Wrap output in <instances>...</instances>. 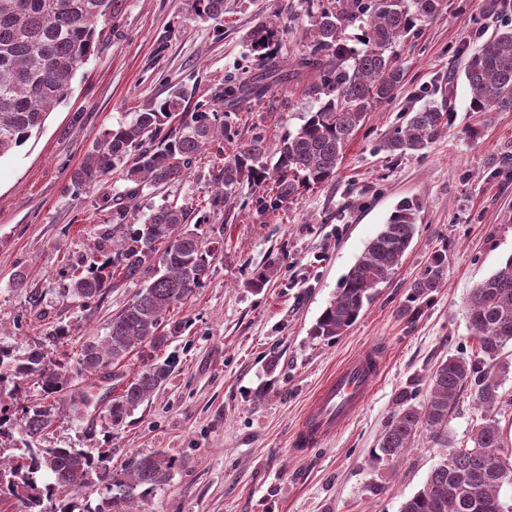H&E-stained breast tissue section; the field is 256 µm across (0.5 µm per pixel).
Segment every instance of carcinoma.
I'll list each match as a JSON object with an SVG mask.
<instances>
[{
  "label": "carcinoma",
  "mask_w": 512,
  "mask_h": 512,
  "mask_svg": "<svg viewBox=\"0 0 512 512\" xmlns=\"http://www.w3.org/2000/svg\"><path fill=\"white\" fill-rule=\"evenodd\" d=\"M308 2L309 26L297 64L317 78L308 92L320 104L296 130L283 135L274 164L262 161L260 136L224 158L208 208L193 224L191 211L173 202L154 209L141 224L136 213L118 208L112 256H92L76 270L72 295L89 303L119 280L143 279L145 285L112 316L105 336L81 345L75 363L56 359L41 344L20 355L0 344V383L33 382L44 395L21 406V417L15 421L0 404V438L12 437L16 426L24 435L23 453L0 456V493L14 496L24 512H42L45 496L58 499L55 512H73L69 495L85 493L90 475L100 469L107 480V496L93 512H133L136 499L169 481L174 464L159 453H139L110 471L105 453L93 456L78 448L45 447L41 436L56 410L65 407L79 415L87 404V393L72 390L76 377L93 376L101 383L122 386L105 406V417L114 426L163 385L173 368L166 359L151 356L130 377L122 368L135 350L147 347L157 352L182 332V323L168 314L205 286L211 260L221 249L220 241L208 239L201 225L210 223L211 215L222 211L245 182L262 192L257 204L265 212L293 201L303 188L331 180L368 113L392 100L404 80L397 45L433 20L442 7V0ZM191 9L200 19L218 20L224 16V0H191ZM118 10L119 0H0V158L24 145L53 108L66 100L78 69L98 48L99 23ZM351 27L361 31L359 50L346 44ZM278 36V28L267 22L250 41L258 65L268 75L277 71L272 45ZM464 77L471 91V111L512 112V29L486 41L468 60ZM264 91L255 83L226 85L196 102L195 91L176 85L164 100L147 102L130 122L105 131L73 181L99 184L124 159L132 160L123 170V179L131 184L130 198L146 185L156 188L181 181L211 148L224 153L223 141L232 135L229 113L244 95ZM222 108L226 116L219 124ZM449 121L450 113L443 107H425L412 113L384 149L400 155L419 152L448 129ZM417 210L418 205L406 201L393 212L343 277L313 335L340 336L353 326L373 289L401 265L415 235ZM447 265V254L438 253L413 281L409 302L415 310L440 287ZM468 315L481 357L472 363L459 358L441 363L429 379L424 403L402 407L375 449L377 459L398 462L414 447L421 428L433 445L448 449L447 457L400 512H512L500 499L503 485L512 484V463L500 456L496 421L480 419L469 447L457 448L448 437L449 417L467 386L475 389L477 404L486 412L497 397L501 351L512 344V258L471 289ZM41 471L51 473L54 484L39 487L36 474Z\"/></svg>",
  "instance_id": "1"
}]
</instances>
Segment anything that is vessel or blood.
<instances>
[{
  "mask_svg": "<svg viewBox=\"0 0 512 512\" xmlns=\"http://www.w3.org/2000/svg\"><path fill=\"white\" fill-rule=\"evenodd\" d=\"M385 360L381 345L342 364L311 398L295 430L293 447L304 454L320 447L325 439L353 417L367 398Z\"/></svg>",
  "mask_w": 512,
  "mask_h": 512,
  "instance_id": "obj_1",
  "label": "vessel or blood"
}]
</instances>
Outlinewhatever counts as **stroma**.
I'll list each match as a JSON object with an SVG mask.
<instances>
[{"instance_id":"obj_1","label":"stroma","mask_w":512,"mask_h":512,"mask_svg":"<svg viewBox=\"0 0 512 512\" xmlns=\"http://www.w3.org/2000/svg\"><path fill=\"white\" fill-rule=\"evenodd\" d=\"M306 9V0H224L223 18L213 21L194 16L189 0H120L66 101L0 158V343L21 351L64 326L70 336L54 350L60 358L104 335L140 282H116L84 306L69 292V275L111 231L128 184L118 168L101 188L76 186L73 173L105 130L131 121L146 101L166 98L172 85L202 96L219 83L251 81L259 70L249 37L274 15L282 24L279 76L238 104L224 151L259 136L267 155L275 154L281 135L317 107L305 93L311 73L294 74L291 65L303 49ZM511 26L512 0H443L439 16L400 47L405 77L396 98L369 112L332 180L264 213L254 187L243 184L228 217L207 225L224 244L204 288L173 314L183 331L165 350L175 367L162 389L110 429L99 403L106 384L77 379L94 401L83 420L58 417L43 444L111 449L112 469L139 452L173 459L169 482L137 500L135 512H400L446 451L420 435L399 464L373 462L372 453L399 411L400 393L422 403L441 362L478 353L468 295L512 257V112L470 111L460 74L486 40ZM432 103L450 112L447 131L416 154L382 150L407 113ZM221 165L208 154L184 180L143 188L141 215L173 201L195 207ZM406 200L418 216L402 264L346 333L312 336L342 277ZM442 250L441 286L413 310L409 286ZM270 264L274 273L254 287ZM20 276L24 287H14ZM376 343L386 349L385 367L358 414L321 448L295 453L291 436L311 396L336 367ZM500 362L506 371L494 416L501 454L511 461V345Z\"/></svg>"}]
</instances>
